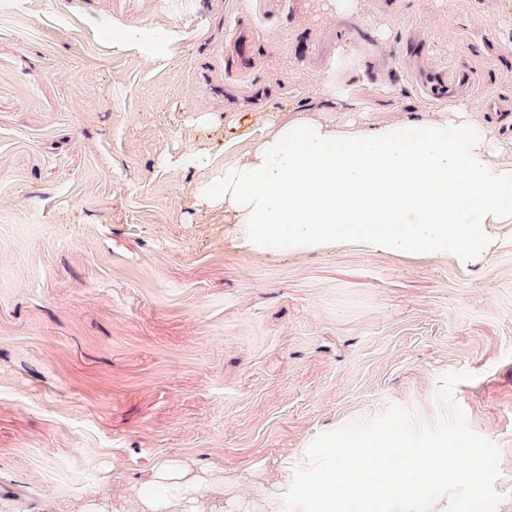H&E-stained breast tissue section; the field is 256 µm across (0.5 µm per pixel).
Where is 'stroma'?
I'll list each match as a JSON object with an SVG mask.
<instances>
[{"label":"stroma","mask_w":512,"mask_h":512,"mask_svg":"<svg viewBox=\"0 0 512 512\" xmlns=\"http://www.w3.org/2000/svg\"><path fill=\"white\" fill-rule=\"evenodd\" d=\"M122 26L179 39L158 65L110 47ZM451 66L469 86L431 98ZM492 99L512 107V0H0V512H141L165 460L205 478L202 512H269L320 434L455 404L512 512V223L469 268L356 243L274 259L198 194L299 117L470 102L512 162Z\"/></svg>","instance_id":"obj_1"}]
</instances>
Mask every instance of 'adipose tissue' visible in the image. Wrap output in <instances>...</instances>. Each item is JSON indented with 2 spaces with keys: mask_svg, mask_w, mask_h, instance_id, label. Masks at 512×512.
Returning <instances> with one entry per match:
<instances>
[{
  "mask_svg": "<svg viewBox=\"0 0 512 512\" xmlns=\"http://www.w3.org/2000/svg\"><path fill=\"white\" fill-rule=\"evenodd\" d=\"M452 118L370 131L301 119L276 127L248 159L225 164L208 205L224 208L253 250L280 256L357 240L378 252L482 262L512 223V163L487 132ZM201 477L169 463L138 487L143 512H185Z\"/></svg>",
  "mask_w": 512,
  "mask_h": 512,
  "instance_id": "ef3b65f1",
  "label": "adipose tissue"
}]
</instances>
